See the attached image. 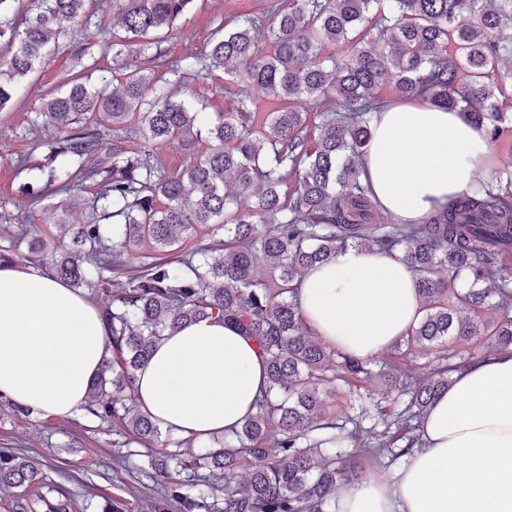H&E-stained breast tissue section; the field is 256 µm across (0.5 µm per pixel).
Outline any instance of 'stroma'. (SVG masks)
Returning <instances> with one entry per match:
<instances>
[{"label": "stroma", "instance_id": "obj_1", "mask_svg": "<svg viewBox=\"0 0 512 512\" xmlns=\"http://www.w3.org/2000/svg\"><path fill=\"white\" fill-rule=\"evenodd\" d=\"M266 5L267 0H196L192 11L177 21L172 30L156 32L153 38L160 41L170 58L198 54L207 49L218 22L230 23L260 13ZM79 51L83 52L86 64L99 59L100 36L96 29L83 28L76 36L60 37L28 77L23 95L0 111V212L9 218L24 217L28 222L43 225L46 234L53 237L63 236L64 227L43 223L41 210L26 212L18 196L21 185L46 181L34 168L41 158V137L23 136L22 130L34 118L45 94L59 88L62 76L70 73L73 56ZM246 93L254 98L259 115H268L279 106L278 101L263 96L257 89L225 79L219 72L210 76L190 74L184 80L185 98L202 96L220 108ZM328 404L352 415L365 414V426L378 432L383 429L380 412L402 407L394 396L382 394L376 385L367 383L338 392ZM0 448L43 458L45 484L28 487L27 495H45L50 489H57L70 497L72 512H104L108 499L114 496L122 498L124 512H149L157 496L150 478L149 458H135L130 473L115 468L117 435L108 424L84 414L45 422L35 414L17 418L11 409L0 405Z\"/></svg>", "mask_w": 512, "mask_h": 512}]
</instances>
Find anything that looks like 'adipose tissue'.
<instances>
[{
	"instance_id": "adipose-tissue-1",
	"label": "adipose tissue",
	"mask_w": 512,
	"mask_h": 512,
	"mask_svg": "<svg viewBox=\"0 0 512 512\" xmlns=\"http://www.w3.org/2000/svg\"><path fill=\"white\" fill-rule=\"evenodd\" d=\"M361 179L395 223L416 224L486 172L489 130L420 100L372 113ZM306 325L333 348L370 358L422 316L418 276L397 251L350 247L306 272ZM108 329L96 305L52 273L0 265V397L40 412H81ZM267 385L254 344L231 323L180 325L135 373L141 410L162 429L207 439L240 427ZM393 481L337 496L338 512H512V351L452 376L420 422Z\"/></svg>"
}]
</instances>
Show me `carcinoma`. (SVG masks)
Returning <instances> with one entry per match:
<instances>
[{
    "instance_id": "1",
    "label": "carcinoma",
    "mask_w": 512,
    "mask_h": 512,
    "mask_svg": "<svg viewBox=\"0 0 512 512\" xmlns=\"http://www.w3.org/2000/svg\"><path fill=\"white\" fill-rule=\"evenodd\" d=\"M0 0V110L45 57L52 39L78 23L97 28L112 68L92 83L75 73L43 99L30 129L41 140L47 182L19 189L27 207L51 195L49 223L67 226L69 243L22 220L0 228V262L47 267L99 304L108 326L106 353L85 407L128 439L113 461L147 456L156 467L153 512H335L336 492L361 479L358 458L377 459L400 441L396 456L419 445L418 418L447 390L451 373L475 359L512 350V173L505 193L480 185L420 224H387L360 179L371 138L370 114L391 86L405 99L460 110L488 126L490 140L512 132L496 92L503 54L512 52V0H270L260 16L213 32L207 53L165 61L161 75L130 60L129 39L99 19L107 6L134 36L170 27L195 0ZM221 71L264 95L288 101L255 125L256 103L235 98L222 111L179 96L190 72ZM318 104L311 137L301 102ZM207 151L195 150L201 131ZM133 133L152 152L179 142L182 168L107 146L106 132ZM93 181L90 197L77 187ZM85 214L79 224L74 212ZM227 241L169 259L182 236L199 228ZM398 250L418 275L423 316L391 357V388L404 408L367 438L343 411L328 410L337 383L370 381V361L336 351L303 323L299 275L348 247ZM144 258L136 272L135 260ZM465 277L469 285L458 289ZM210 317L236 323L267 366L268 389L235 431L192 455L142 412L137 369L165 333ZM446 341L453 349L428 374L406 360ZM338 357L332 370L333 357ZM356 442V455L343 451ZM43 463L0 449V488L40 481ZM16 497L13 512H70L67 496Z\"/></svg>"
}]
</instances>
